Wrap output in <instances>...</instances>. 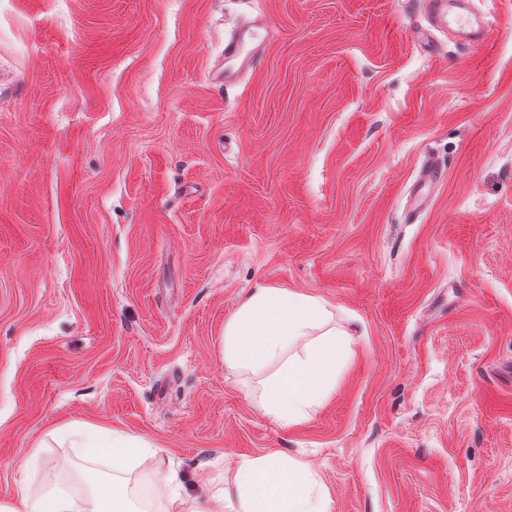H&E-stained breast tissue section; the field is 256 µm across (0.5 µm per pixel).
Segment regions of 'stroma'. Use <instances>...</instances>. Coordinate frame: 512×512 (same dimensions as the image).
<instances>
[{"mask_svg":"<svg viewBox=\"0 0 512 512\" xmlns=\"http://www.w3.org/2000/svg\"><path fill=\"white\" fill-rule=\"evenodd\" d=\"M474 4L488 45L431 56L416 0H0L1 503L78 479L53 433L89 422L192 492L279 451L330 512H512V0ZM258 286L353 334L288 427L224 365ZM261 30H267V22L264 19L256 21L224 41L225 59L235 61L237 66L225 68L224 77L220 70L212 72L211 80L213 82L219 83L221 86L227 85V82L232 80L237 72L253 65L256 52L261 45L260 42L256 44ZM249 45H252V48L246 50ZM439 178V165L432 159L427 160L422 167L415 195L413 197V206L415 208H421L428 204L432 191L437 185Z\"/></svg>","mask_w":512,"mask_h":512,"instance_id":"obj_1","label":"stroma"}]
</instances>
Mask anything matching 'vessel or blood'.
Instances as JSON below:
<instances>
[{
	"label": "vessel or blood",
	"instance_id": "1",
	"mask_svg": "<svg viewBox=\"0 0 512 512\" xmlns=\"http://www.w3.org/2000/svg\"><path fill=\"white\" fill-rule=\"evenodd\" d=\"M420 10L430 19L426 28L415 30L414 39L426 47H433V32L437 29L451 31L452 35L466 44L481 49L486 45V34L493 21L485 14H475L469 9V0H419ZM266 20L240 30L224 42V56L231 61V68L214 71L213 82L226 84L232 80L237 70L250 68L256 58L254 46L261 30L266 29ZM440 178V168L434 160H427L421 170L413 197L414 207L421 208L428 204L431 194Z\"/></svg>",
	"mask_w": 512,
	"mask_h": 512
}]
</instances>
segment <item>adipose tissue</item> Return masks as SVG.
<instances>
[{"instance_id": "1", "label": "adipose tissue", "mask_w": 512, "mask_h": 512, "mask_svg": "<svg viewBox=\"0 0 512 512\" xmlns=\"http://www.w3.org/2000/svg\"><path fill=\"white\" fill-rule=\"evenodd\" d=\"M320 299L285 288L261 286L239 302L224 323V364L256 377L259 409L291 426L307 420L328 399L349 348V333L332 325ZM57 438L81 448L104 471L92 487L75 495L55 485L39 494L20 487L16 502L0 512H145L130 496L127 476L158 450L143 438L100 426L71 424ZM151 497L163 512H329L326 488L305 464L273 453L243 458L234 465L232 490L180 492L178 472L154 473Z\"/></svg>"}]
</instances>
